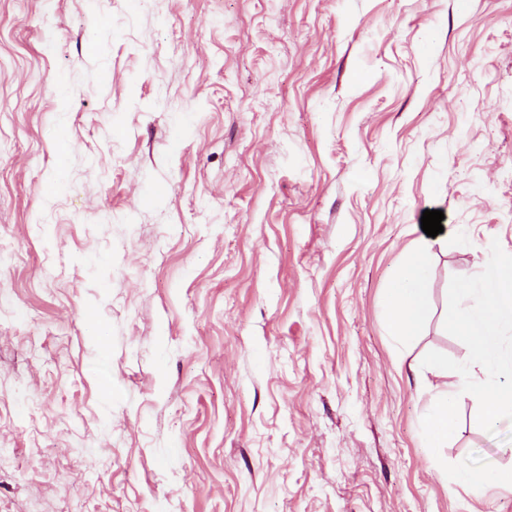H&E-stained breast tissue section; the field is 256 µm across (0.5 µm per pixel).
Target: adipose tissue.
<instances>
[{
	"label": "adipose tissue",
	"instance_id": "1",
	"mask_svg": "<svg viewBox=\"0 0 512 512\" xmlns=\"http://www.w3.org/2000/svg\"><path fill=\"white\" fill-rule=\"evenodd\" d=\"M431 240H421L408 253L391 280L385 295L392 334L396 340L417 336L428 308L429 254Z\"/></svg>",
	"mask_w": 512,
	"mask_h": 512
}]
</instances>
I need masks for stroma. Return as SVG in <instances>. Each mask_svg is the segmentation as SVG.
<instances>
[{
    "instance_id": "35a3bbf8",
    "label": "stroma",
    "mask_w": 512,
    "mask_h": 512,
    "mask_svg": "<svg viewBox=\"0 0 512 512\" xmlns=\"http://www.w3.org/2000/svg\"><path fill=\"white\" fill-rule=\"evenodd\" d=\"M495 241L512 0H0V512H512L442 469L512 423L421 429ZM436 239L422 238L408 253L386 290L392 336L407 342L417 336L428 308L429 254Z\"/></svg>"
}]
</instances>
